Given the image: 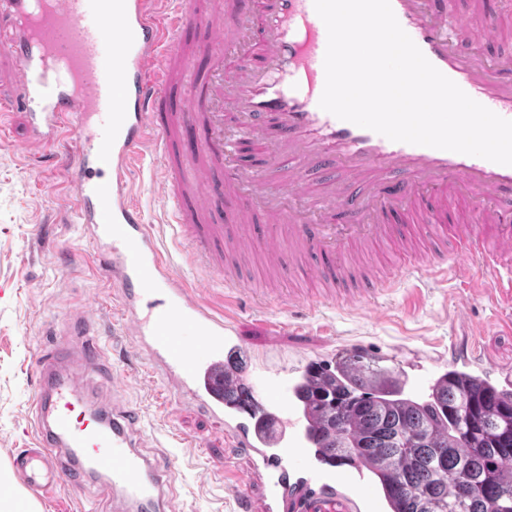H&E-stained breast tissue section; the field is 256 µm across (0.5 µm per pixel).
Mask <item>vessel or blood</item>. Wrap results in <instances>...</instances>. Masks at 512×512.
Masks as SVG:
<instances>
[{
    "label": "vessel or blood",
    "instance_id": "1",
    "mask_svg": "<svg viewBox=\"0 0 512 512\" xmlns=\"http://www.w3.org/2000/svg\"><path fill=\"white\" fill-rule=\"evenodd\" d=\"M424 56L467 95L512 120V51L461 49L469 34L512 42V0H390ZM0 0V39L12 68L0 112L27 119L25 148L41 169L63 172L74 213L99 245L119 301L128 354L148 360L179 404L224 427L258 483L227 473L241 512H388L387 497L353 464L325 458L296 401L293 373L246 377L265 415L224 396V359L241 351L235 325L175 275L132 202L133 166L149 152L164 166L162 190L192 263L223 271L224 297L266 301L234 263L258 257L288 282L279 304L371 303L388 281L372 252H401L398 276L453 272L470 299L489 296L512 330V166L394 142L322 110L327 30L314 0ZM112 32V59L100 53ZM259 40H251L252 28ZM260 161L244 165L237 142ZM315 266H308V257ZM491 280L475 278V264ZM367 285L346 287L351 271ZM78 344L31 354L34 446L13 467L35 495L84 489L102 476L112 512H167L173 463L143 451V410L92 402L106 352L91 314L72 312ZM461 337L456 366L484 374L486 360Z\"/></svg>",
    "mask_w": 512,
    "mask_h": 512
}]
</instances>
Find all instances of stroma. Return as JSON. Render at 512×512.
<instances>
[{"label": "stroma", "instance_id": "obj_1", "mask_svg": "<svg viewBox=\"0 0 512 512\" xmlns=\"http://www.w3.org/2000/svg\"><path fill=\"white\" fill-rule=\"evenodd\" d=\"M25 126L23 113H12L8 134L0 137V468L11 469L12 457L32 445L27 433L35 390L28 367L31 353L49 341L68 342V312L88 307L104 333L102 343L112 363L110 371L97 374L94 391L111 397L112 375L121 374L122 397L143 409L151 444L176 466L174 512H240L235 495L224 485V473H245L247 462L231 454L222 429L192 408L165 404L166 387L147 362L122 363L130 339L112 327L116 291L97 269L98 246L80 224L64 219L70 200L63 176L28 163L21 147ZM159 170L158 158L150 155L132 171V200L176 274L198 288L204 301L221 306L224 278L191 264V246L177 236L158 190ZM36 224L53 226V236L34 241L31 230ZM66 253L75 255L74 268L62 267L60 257ZM465 293L452 276L444 282L406 277L372 305L326 304L305 311L299 330L290 327L288 310L279 306L246 301L231 313L248 354H263L269 340H276L277 368L302 358L331 360L354 345L376 367L395 370L419 353L444 365L466 320L481 327L473 351L512 367V335L498 329L494 307L478 300L463 304ZM273 320L282 321V328L271 330ZM108 500L107 489L97 484L86 493L53 489L35 504L39 512H84Z\"/></svg>", "mask_w": 512, "mask_h": 512}]
</instances>
